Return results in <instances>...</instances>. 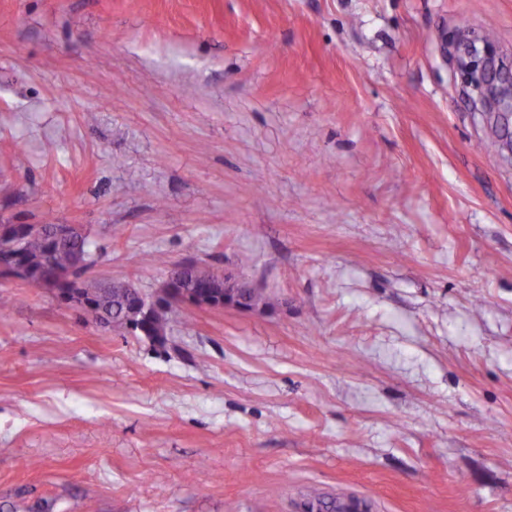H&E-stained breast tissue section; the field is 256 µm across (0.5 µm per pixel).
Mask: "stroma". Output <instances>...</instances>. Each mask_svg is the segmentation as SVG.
<instances>
[{
    "mask_svg": "<svg viewBox=\"0 0 512 512\" xmlns=\"http://www.w3.org/2000/svg\"><path fill=\"white\" fill-rule=\"evenodd\" d=\"M512 0H0V224L149 295L163 343L0 275V512H512ZM493 151H482L483 143ZM490 44H485L483 50H487L488 59L479 68L472 57L463 69L467 74V81L478 93L482 106L495 112L512 111V71L495 67L491 61ZM227 278L228 277H225L223 273L214 271L208 267H199L194 272L191 268H186L185 265H183L177 273L173 298L184 297L183 291L209 289L213 290L216 298L220 297L224 299V306H216L205 300L191 298L190 296L182 298V301L178 302L177 305L188 304L195 307L218 310L231 308L241 311H254V308L247 307L239 297L230 298V295H232L230 290H226V293L224 292V279L227 280ZM207 284H212L214 288H199Z\"/></svg>",
    "mask_w": 512,
    "mask_h": 512,
    "instance_id": "stroma-1",
    "label": "stroma"
}]
</instances>
